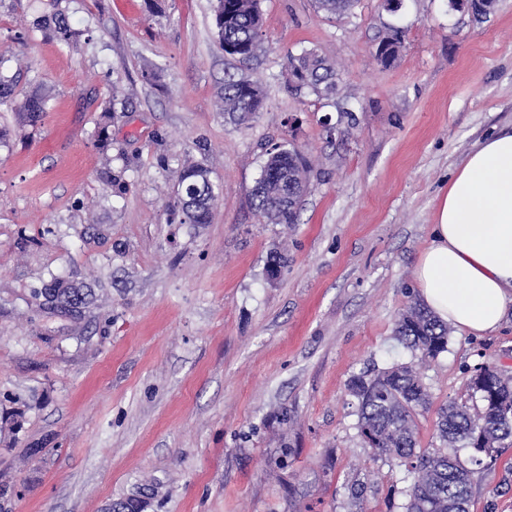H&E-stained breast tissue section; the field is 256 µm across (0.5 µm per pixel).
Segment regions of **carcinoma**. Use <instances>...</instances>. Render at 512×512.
<instances>
[{
	"label": "carcinoma",
	"instance_id": "1",
	"mask_svg": "<svg viewBox=\"0 0 512 512\" xmlns=\"http://www.w3.org/2000/svg\"><path fill=\"white\" fill-rule=\"evenodd\" d=\"M65 0H49L56 37L69 42L73 36L62 6ZM317 10L330 19H342L357 0H314ZM261 0H215L213 12L217 35L223 47L231 46L233 57L251 61L261 46L263 25ZM288 68L300 73L298 89L317 95L336 90L337 70L314 51L287 58ZM0 104L11 108L21 127L44 124L48 95L35 91L14 99L10 80L0 76ZM264 106L261 85L233 76L224 80L218 110L240 122L253 118ZM312 165L295 147L277 145L268 152L260 178L252 190L258 215L267 224H296L299 209L288 198L308 190ZM175 210L182 224H209L221 189L212 171L203 164L182 170L174 187ZM107 296L105 289L80 288L53 280L36 291L39 306L71 322L85 317L92 306ZM448 325L417 301L399 313L396 339L412 353V361L394 365L375 375H354L348 383L356 400L357 428L363 443L374 454L395 459L406 468L410 485L404 512H467L473 467L485 459L495 460L499 448L512 440V378L495 366L485 365L470 378V397L479 403H450L437 414L436 431L441 446L417 449L416 417L428 409L430 394L420 372L427 362L448 348ZM469 450L466 458L460 452ZM163 481L156 475L137 481L126 494L109 502L104 512H148L159 496Z\"/></svg>",
	"mask_w": 512,
	"mask_h": 512
}]
</instances>
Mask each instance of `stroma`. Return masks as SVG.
I'll list each match as a JSON object with an SVG mask.
<instances>
[{"label":"stroma","instance_id":"35a3bbf8","mask_svg":"<svg viewBox=\"0 0 512 512\" xmlns=\"http://www.w3.org/2000/svg\"><path fill=\"white\" fill-rule=\"evenodd\" d=\"M261 7L262 50L242 62L211 0H71L70 44L36 25L48 0H0V72L16 97H50L36 132L0 112V512H102L146 474L165 481L160 512H404L405 471L363 443L347 383L411 361L394 323L438 196L512 127V0L484 19L448 0H358L341 20L313 0ZM391 25L406 38L384 65ZM310 49L336 65L330 96L290 80L287 54ZM228 72L266 91L243 125L217 110ZM274 144L314 166L291 228L251 198ZM189 163L222 188L211 223L172 212ZM54 276L110 301L61 319L34 296ZM485 364L512 376V312L451 329L424 371L419 447H439L438 407ZM471 483L469 512H512V444Z\"/></svg>","mask_w":512,"mask_h":512}]
</instances>
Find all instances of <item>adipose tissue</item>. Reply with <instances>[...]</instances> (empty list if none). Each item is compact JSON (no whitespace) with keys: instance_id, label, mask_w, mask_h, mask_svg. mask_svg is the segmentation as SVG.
Listing matches in <instances>:
<instances>
[{"instance_id":"ef3b65f1","label":"adipose tissue","mask_w":512,"mask_h":512,"mask_svg":"<svg viewBox=\"0 0 512 512\" xmlns=\"http://www.w3.org/2000/svg\"><path fill=\"white\" fill-rule=\"evenodd\" d=\"M415 279L423 304L463 332L494 331L512 311V129L485 140L449 182Z\"/></svg>"}]
</instances>
